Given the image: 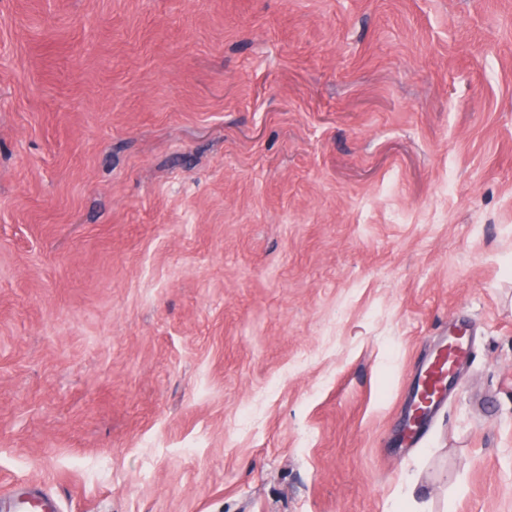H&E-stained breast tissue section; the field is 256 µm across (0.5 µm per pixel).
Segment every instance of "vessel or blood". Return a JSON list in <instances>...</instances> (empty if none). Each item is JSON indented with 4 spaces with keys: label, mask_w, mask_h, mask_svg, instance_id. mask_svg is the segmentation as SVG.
I'll use <instances>...</instances> for the list:
<instances>
[{
    "label": "vessel or blood",
    "mask_w": 512,
    "mask_h": 512,
    "mask_svg": "<svg viewBox=\"0 0 512 512\" xmlns=\"http://www.w3.org/2000/svg\"><path fill=\"white\" fill-rule=\"evenodd\" d=\"M472 351L470 322L458 317L454 328L441 338L414 376L407 415L400 425V443L413 445L426 435L434 412L446 402ZM8 508L10 512H60L54 497L32 487L14 494Z\"/></svg>",
    "instance_id": "b4317fda"
}]
</instances>
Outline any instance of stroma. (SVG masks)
I'll list each match as a JSON object with an SVG mask.
<instances>
[{
    "label": "stroma",
    "mask_w": 512,
    "mask_h": 512,
    "mask_svg": "<svg viewBox=\"0 0 512 512\" xmlns=\"http://www.w3.org/2000/svg\"><path fill=\"white\" fill-rule=\"evenodd\" d=\"M475 354L423 443L410 381ZM512 512V0H0V492ZM472 351L470 322L460 316L448 336H442L414 376L407 415L400 425V444H417L426 435L434 412L448 399L458 372Z\"/></svg>",
    "instance_id": "obj_1"
}]
</instances>
